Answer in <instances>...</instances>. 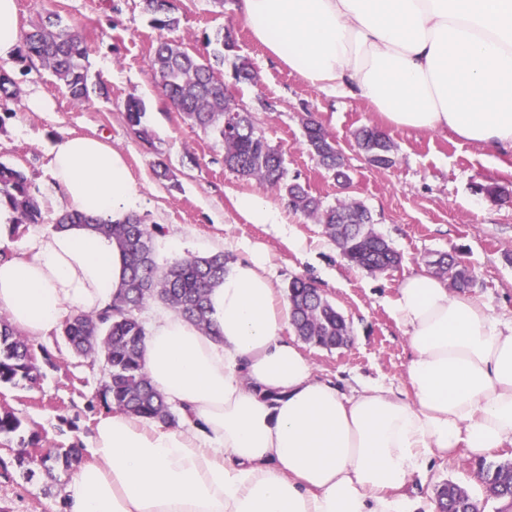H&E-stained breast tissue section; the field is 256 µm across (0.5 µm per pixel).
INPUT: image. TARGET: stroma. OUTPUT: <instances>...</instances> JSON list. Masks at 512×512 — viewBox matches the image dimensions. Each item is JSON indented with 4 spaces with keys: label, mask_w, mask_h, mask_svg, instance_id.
<instances>
[{
    "label": "stroma",
    "mask_w": 512,
    "mask_h": 512,
    "mask_svg": "<svg viewBox=\"0 0 512 512\" xmlns=\"http://www.w3.org/2000/svg\"><path fill=\"white\" fill-rule=\"evenodd\" d=\"M174 3L180 27L172 37L189 52L203 51V34L233 28L236 49L225 57L222 69L227 91L240 109L252 113L269 143L282 150L288 180L301 183L327 205L340 200L362 203L375 229L399 252L400 265L373 274L348 265L320 224L294 213L257 181L225 167L223 147L188 125L156 86L149 59L159 32L143 13L141 0H18L21 29H29L39 13L50 9L63 24L82 31L90 78L109 89L108 96L78 108L41 64L16 58L4 66L19 94L14 116L0 128V162L26 173L43 224H55L61 213L52 198L51 149L69 135L104 139L126 155L141 188L138 216L161 228L154 241L158 265L217 251L237 263L260 244L270 257L268 271L278 294H285L295 276L317 282L347 319L351 341L331 351L307 343L302 350L317 375L346 388L360 382L405 386L411 351L390 305L405 276L426 270L427 260L437 254L460 253L475 271L470 296L493 314L512 317V201L496 203L473 191L475 184L486 182L512 187L511 152L485 151L449 131L393 127L388 134L395 145L394 166H370L355 133L379 126L380 120L365 103L328 96L276 61L252 37L235 0L220 6L213 0ZM239 57L251 62L256 82L234 79L233 64ZM34 87L53 101L52 111L29 108L27 95ZM131 98L145 107L143 122L154 134L153 145L142 143L126 123L124 107ZM262 98L274 103V111L259 109ZM309 112L335 140L351 176L348 186L339 185L308 152L302 118ZM159 161L168 166L169 178L156 177ZM242 194L264 198L284 216V223H248L234 207ZM40 344L49 356L40 365V377L32 383L0 384V407L12 409L24 431H41L44 450L86 448L104 411L98 398L106 378L104 365L73 354L56 328ZM19 445V435L0 436V512H52L66 474L59 469L27 473L16 463ZM474 467V460L466 457L436 464L419 496L433 500L437 486L450 480L467 487L483 512H496L498 503L487 498Z\"/></svg>",
    "instance_id": "stroma-1"
}]
</instances>
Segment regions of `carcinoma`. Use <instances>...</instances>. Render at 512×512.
<instances>
[{"instance_id": "cac0c4a2", "label": "carcinoma", "mask_w": 512, "mask_h": 512, "mask_svg": "<svg viewBox=\"0 0 512 512\" xmlns=\"http://www.w3.org/2000/svg\"><path fill=\"white\" fill-rule=\"evenodd\" d=\"M153 28L161 32L179 29L174 0H142ZM21 59L40 61L65 89L72 103L83 107L91 94L108 95L103 85L89 81L86 59L87 42L82 33L62 24L52 11H45L30 29L21 35ZM233 30L226 28L214 36H205L209 51L193 55L176 40L162 37L154 48L150 68L156 85L184 120L211 134L224 147V166L246 179H255L287 200L296 212L321 224L325 234L336 242L349 265L372 273L397 268L400 254L376 231L370 211L356 201L324 205L296 181L287 179L282 152L257 130L252 115L240 112V129L234 136L224 135V109L230 105L220 66L224 53L233 50ZM17 98L14 81L0 73V125L15 115L9 104ZM143 104L130 99L125 118L137 137L151 143V134L142 123ZM306 146L318 164L334 173L342 186L350 183L335 141L313 116L303 122ZM358 148L368 163L387 169L394 165L393 145L389 136L375 127H362L355 134ZM474 192L492 201L512 197V191L498 183L477 184ZM13 214V229L23 224L43 223L42 211L31 192L26 175L0 163V206ZM68 224H85L108 239H116L125 252L128 270L121 294L100 312H80L69 316L63 326L67 344L78 355L94 356L108 369V377L99 391V400L112 412L147 418L169 426L186 418L171 410L163 396L151 385L143 366L146 325L140 312L152 300H160L212 336L219 335L210 316L208 294L227 271L229 258L222 252L206 256L177 258L160 267L155 260L154 238L158 227L130 215L111 223L79 212H65L55 222L60 229ZM438 276L447 275L457 291L473 286L472 270L456 254H442L429 262ZM289 323L296 336L324 349L336 346V337L351 335L346 319L336 310L313 280L296 277L287 287ZM39 365L32 341L19 334L8 317L0 315V384L19 380L34 381ZM22 420L10 409L0 411V435L18 432ZM28 472L41 466L50 471L59 466L70 471L80 461L79 451L68 448L54 454L32 457L22 452L17 457ZM488 496L500 503L497 512L512 508V460L505 459L477 465ZM438 512H481L479 502L469 491L448 481L436 490Z\"/></svg>"}]
</instances>
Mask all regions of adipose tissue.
I'll list each match as a JSON object with an SVG mask.
<instances>
[{
  "instance_id": "adipose-tissue-1",
  "label": "adipose tissue",
  "mask_w": 512,
  "mask_h": 512,
  "mask_svg": "<svg viewBox=\"0 0 512 512\" xmlns=\"http://www.w3.org/2000/svg\"><path fill=\"white\" fill-rule=\"evenodd\" d=\"M253 37L309 85L359 99L390 127L451 131L512 152V0H236ZM60 208L119 222L141 190L125 156L71 136L51 151ZM253 247L209 293L220 334L176 312L147 328L154 388L196 421L100 415L63 512H437L407 494L433 462L512 447V321L406 276L390 313L412 357L407 388L343 391L284 336L285 307ZM127 278L116 241L80 224L0 259V311L29 337L99 311Z\"/></svg>"
}]
</instances>
